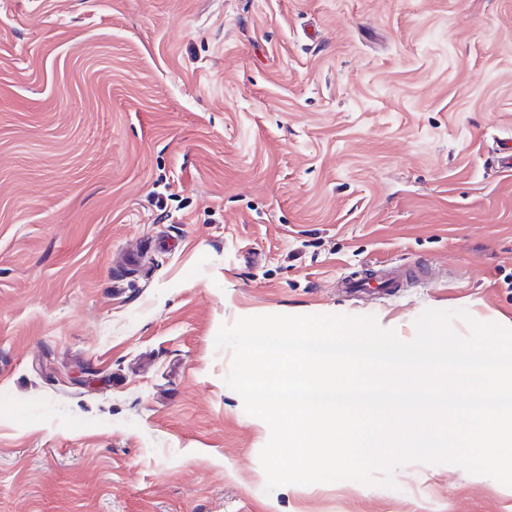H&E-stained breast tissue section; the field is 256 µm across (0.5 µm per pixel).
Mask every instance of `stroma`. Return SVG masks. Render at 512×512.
Instances as JSON below:
<instances>
[{"label":"stroma","instance_id":"obj_1","mask_svg":"<svg viewBox=\"0 0 512 512\" xmlns=\"http://www.w3.org/2000/svg\"><path fill=\"white\" fill-rule=\"evenodd\" d=\"M508 138L512 0H0V512H512L450 463L267 490L214 346L273 314L512 328ZM439 278V272L429 265L413 267H390L379 270L371 277H352L344 284L352 291H373L381 289L387 291L400 288L404 281L429 283Z\"/></svg>","mask_w":512,"mask_h":512}]
</instances>
